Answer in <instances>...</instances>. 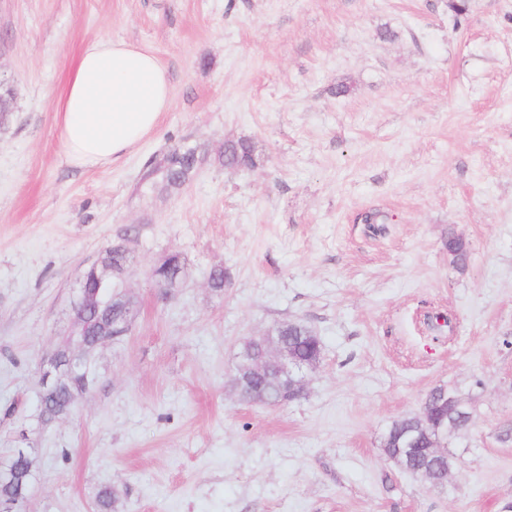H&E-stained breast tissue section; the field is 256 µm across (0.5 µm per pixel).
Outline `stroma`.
<instances>
[{
    "instance_id": "1",
    "label": "stroma",
    "mask_w": 512,
    "mask_h": 512,
    "mask_svg": "<svg viewBox=\"0 0 512 512\" xmlns=\"http://www.w3.org/2000/svg\"><path fill=\"white\" fill-rule=\"evenodd\" d=\"M0 0V460L35 462L30 512H504L512 501V0ZM153 53L172 96L107 167L71 166L57 109L85 45ZM347 94H337L338 86ZM252 140L173 196L142 176L178 146ZM379 213V224L363 223ZM468 248L448 258L449 236ZM125 242L139 307L71 413L38 418L43 357L84 270ZM186 261L162 301L153 268ZM223 266V293L207 286ZM449 316L435 332L427 316ZM300 320L307 394L245 403L241 344ZM444 386L472 419L443 490L382 442ZM215 159L223 167L237 161L247 162L253 168H258L263 164V157L256 152L254 143L242 138L225 141Z\"/></svg>"
}]
</instances>
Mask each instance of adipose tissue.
I'll return each mask as SVG.
<instances>
[{"label": "adipose tissue", "mask_w": 512, "mask_h": 512, "mask_svg": "<svg viewBox=\"0 0 512 512\" xmlns=\"http://www.w3.org/2000/svg\"><path fill=\"white\" fill-rule=\"evenodd\" d=\"M170 97L166 70L152 53L108 37L90 42L58 108L66 160L112 165L155 129Z\"/></svg>", "instance_id": "ef3b65f1"}]
</instances>
